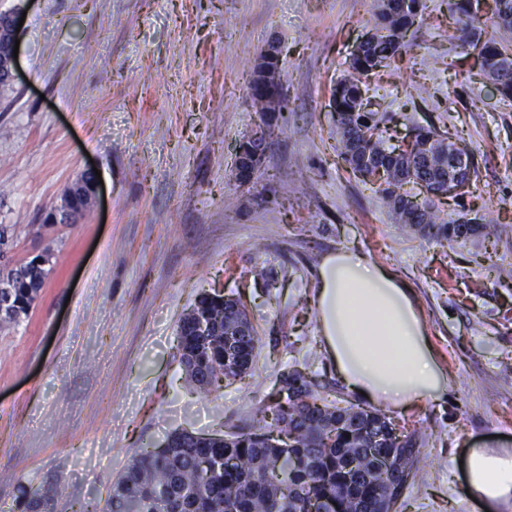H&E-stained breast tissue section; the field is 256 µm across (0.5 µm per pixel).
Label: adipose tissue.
Returning a JSON list of instances; mask_svg holds the SVG:
<instances>
[{
  "label": "adipose tissue",
  "instance_id": "ef3b65f1",
  "mask_svg": "<svg viewBox=\"0 0 512 512\" xmlns=\"http://www.w3.org/2000/svg\"><path fill=\"white\" fill-rule=\"evenodd\" d=\"M319 334L337 374L369 403L406 409L448 395L410 286L366 254L341 249L318 267ZM462 495L485 512L512 507V448H470Z\"/></svg>",
  "mask_w": 512,
  "mask_h": 512
}]
</instances>
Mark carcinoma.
Wrapping results in <instances>:
<instances>
[{"instance_id":"1","label":"carcinoma","mask_w":512,"mask_h":512,"mask_svg":"<svg viewBox=\"0 0 512 512\" xmlns=\"http://www.w3.org/2000/svg\"><path fill=\"white\" fill-rule=\"evenodd\" d=\"M423 0H378L371 39L348 62L347 74L333 90L336 151L353 172L375 173L377 191L404 227L449 242L465 241L478 225L448 224L434 210L432 197L406 206L404 186L419 182L440 188L445 170L427 166L426 155L444 144L432 129H420L401 150L386 146L383 117L366 109L363 78L407 52V32L421 18ZM463 24V43L477 53L480 67L506 100H512V49L482 39L479 0H448ZM492 24L512 29V0H495ZM279 61L261 54L252 72V106L261 120L279 118L272 107ZM49 269L30 262L0 268L13 287L0 292L11 311L30 307ZM260 337L245 305L232 295L203 293L179 321L178 352L185 380L209 391L252 370ZM257 427L221 440L176 430L162 444L134 453L113 484L101 512H378L398 501L415 477L417 439L396 429L381 410L350 402L341 406L294 370L282 380L271 404L258 408ZM392 459L393 468L383 466ZM21 506L36 512L37 490L20 486Z\"/></svg>"}]
</instances>
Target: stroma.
Segmentation results:
<instances>
[{"label": "stroma", "instance_id": "stroma-1", "mask_svg": "<svg viewBox=\"0 0 512 512\" xmlns=\"http://www.w3.org/2000/svg\"><path fill=\"white\" fill-rule=\"evenodd\" d=\"M394 65L366 81L395 140L432 126L475 157L444 221L464 242L403 228L336 154L332 89L376 19L374 0H0L24 14L19 76L0 91V223L16 260L47 250L29 314L0 327V512L18 487L42 512L103 506L132 454L176 430L223 435L301 369L352 395L330 366L312 303L322 257L367 254L414 292L450 387L389 416L416 432L419 475L397 512H482L458 491L468 448H512V101L483 77L448 0H425ZM269 43L286 107L260 172L235 180L258 127L248 95ZM95 168L85 219L44 227ZM242 296L261 338L251 375L202 393L177 352L200 293Z\"/></svg>", "mask_w": 512, "mask_h": 512}]
</instances>
